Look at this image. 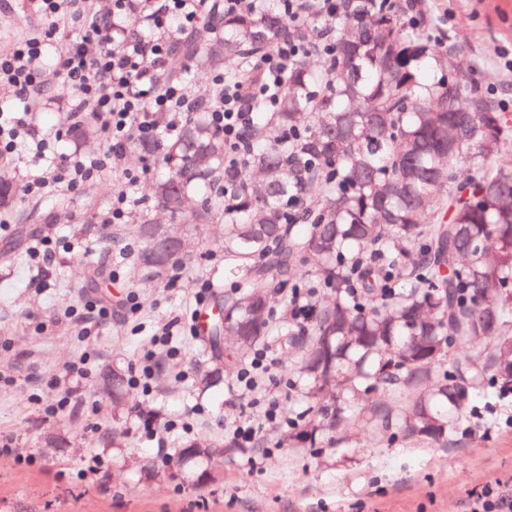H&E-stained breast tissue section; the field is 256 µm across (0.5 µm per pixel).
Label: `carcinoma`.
Listing matches in <instances>:
<instances>
[{
	"instance_id": "obj_1",
	"label": "carcinoma",
	"mask_w": 512,
	"mask_h": 512,
	"mask_svg": "<svg viewBox=\"0 0 512 512\" xmlns=\"http://www.w3.org/2000/svg\"><path fill=\"white\" fill-rule=\"evenodd\" d=\"M312 24L330 36L329 68L301 61L271 88L273 111L253 103L239 165L225 162L204 100L172 136L166 115L152 113L155 134L133 146L168 168L151 188L162 209L188 214L189 187L203 181L211 190L192 223L224 219L228 273L246 285L221 307L216 330L236 345L214 348L217 361L285 336L310 383L301 430L310 443L336 433L347 405L378 431L442 443L469 395L512 397V114L451 70L445 46L421 19L402 22L395 0H352L336 20ZM297 31L276 3L234 13L211 3L170 75L194 62L259 83L247 57ZM15 196L0 177V208ZM140 236L144 271L182 254L163 224H141ZM299 274L331 294L302 337L269 309L272 283L294 288ZM106 391L113 408L127 403L120 376Z\"/></svg>"
}]
</instances>
